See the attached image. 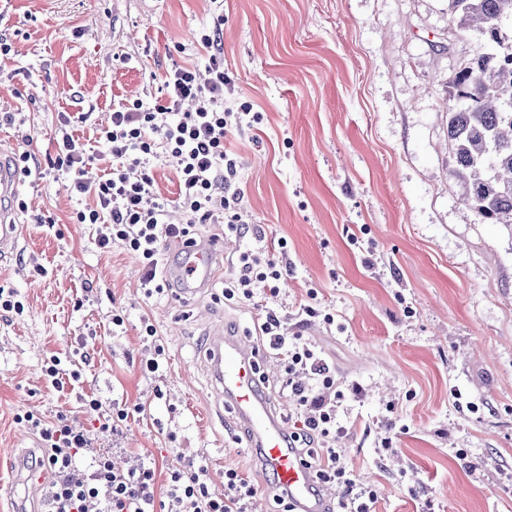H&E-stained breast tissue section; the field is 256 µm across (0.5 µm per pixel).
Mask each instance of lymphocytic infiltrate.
Returning a JSON list of instances; mask_svg holds the SVG:
<instances>
[{
  "instance_id": "f902f5d3",
  "label": "lymphocytic infiltrate",
  "mask_w": 512,
  "mask_h": 512,
  "mask_svg": "<svg viewBox=\"0 0 512 512\" xmlns=\"http://www.w3.org/2000/svg\"><path fill=\"white\" fill-rule=\"evenodd\" d=\"M200 44L212 54L207 79H199L189 67L172 69L163 78L166 99L137 100L112 111L102 130L112 156L111 172L96 182L85 181L94 156L75 139V118L67 113L59 119L56 153L47 160L49 168L64 174L67 190L87 200L75 215L77 223L104 225L98 247L107 251L118 245L138 259L141 286L149 298L164 295L168 287L160 263L161 239L190 238L195 224L222 222L228 236L240 235L244 226L241 196L232 187L236 161L225 149L224 139L230 129L251 125L253 118L224 105L231 80L218 59L220 38L204 34ZM162 157L177 166L179 192L173 202L156 189L151 163ZM173 205L186 214V223H168ZM238 262V273L224 290L226 300L248 301L259 292L268 301L277 297L278 284L288 271L287 259L273 258L268 248L260 247L241 253ZM284 324V318L270 308L260 331L275 351L283 387L296 403L289 439L317 442L318 481L348 489L340 512H371L377 496L371 488L357 487L346 451L338 446L345 431L337 417L344 394L337 390L315 346L298 336L287 337ZM20 420L39 434L46 450L37 467L52 476L48 512H249L257 494L255 485L232 468L224 472L223 490L213 489L206 466L200 464L171 472L165 499L159 503L153 467L124 468L111 454H91L89 436L77 431L66 414L47 422L27 413Z\"/></svg>"
}]
</instances>
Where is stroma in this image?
<instances>
[{"label": "stroma", "mask_w": 512, "mask_h": 512, "mask_svg": "<svg viewBox=\"0 0 512 512\" xmlns=\"http://www.w3.org/2000/svg\"><path fill=\"white\" fill-rule=\"evenodd\" d=\"M215 29L232 107L261 115L226 139L247 230L209 288L148 298L137 259L100 250L96 225L73 223L84 202L46 158L59 113H82L73 133L98 156L87 177L108 173L101 127L113 109L162 99L174 67L205 72L199 40ZM0 38L11 46L0 158L26 151L45 169L25 178V233L0 258V286L25 305L0 316V484L8 454L41 446L18 415L66 411L95 447L121 449L124 467L151 462L157 487L201 462L219 490L234 468L257 488L252 512H283L271 474L237 442L205 347L214 324L261 345L260 302L225 300L224 285L239 252L283 239L275 307L337 383L360 386L340 409L343 443L356 482L377 491L374 512H512V228L478 223L451 173L447 82L479 41L453 26L448 0H0ZM311 299L334 325L300 320ZM146 318L165 357L145 376ZM53 352L80 371L60 392L41 372ZM87 396L129 409L120 433L101 430Z\"/></svg>", "instance_id": "obj_1"}]
</instances>
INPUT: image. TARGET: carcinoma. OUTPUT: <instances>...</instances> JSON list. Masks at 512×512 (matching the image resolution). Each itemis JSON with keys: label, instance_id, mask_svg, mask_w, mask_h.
<instances>
[{"label": "carcinoma", "instance_id": "obj_1", "mask_svg": "<svg viewBox=\"0 0 512 512\" xmlns=\"http://www.w3.org/2000/svg\"><path fill=\"white\" fill-rule=\"evenodd\" d=\"M448 10L482 40L448 81L452 173L479 223L512 227V0H448Z\"/></svg>", "mask_w": 512, "mask_h": 512}]
</instances>
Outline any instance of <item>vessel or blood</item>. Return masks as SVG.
<instances>
[{
    "label": "vessel or blood",
    "mask_w": 512,
    "mask_h": 512,
    "mask_svg": "<svg viewBox=\"0 0 512 512\" xmlns=\"http://www.w3.org/2000/svg\"><path fill=\"white\" fill-rule=\"evenodd\" d=\"M21 226L14 213L0 209V254L15 249ZM177 266L166 277L175 295L184 299L208 287L213 270L224 258L212 242H177ZM207 359L212 379L220 396L232 406L247 430L250 447L256 448L261 463L275 482L288 492L296 512H333L328 497L316 492L314 468L288 441L285 428L266 398L258 375L260 355L237 336L217 329L207 339Z\"/></svg>",
    "instance_id": "obj_1"
}]
</instances>
